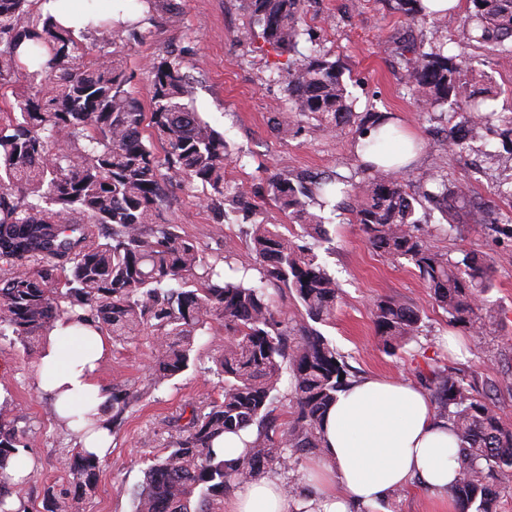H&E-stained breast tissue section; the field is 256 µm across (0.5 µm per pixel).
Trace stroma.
I'll list each match as a JSON object with an SVG mask.
<instances>
[{
	"instance_id": "1",
	"label": "stroma",
	"mask_w": 512,
	"mask_h": 512,
	"mask_svg": "<svg viewBox=\"0 0 512 512\" xmlns=\"http://www.w3.org/2000/svg\"><path fill=\"white\" fill-rule=\"evenodd\" d=\"M177 2L179 19L174 22L166 0H124L126 26L135 37L114 45L113 51L131 76L132 97L145 107L152 97V64L171 55L179 59L196 83L194 110L223 134L234 155L225 178L247 193H258L259 219L288 221L268 194L271 176L334 174L355 183L363 180L355 125H346L339 136L293 125L285 131L273 127L272 114L285 106L288 92L275 67L277 57L263 39H241L251 26L242 0ZM299 25L303 35L298 55L318 49L343 65L354 115L389 116L400 131L416 136L421 159L410 169V193L420 194L415 177L428 171L449 187L469 188L468 201L454 202L449 216L432 213L427 244L453 262L470 252L485 258L490 284L485 299L493 321L485 335L450 324L418 269L391 261L373 248L353 215L340 209L324 211L327 236L311 243L340 288L336 314L321 325V333L359 377L408 379L422 386L435 370L464 377L512 427V223H483L477 210L485 203L503 213L512 211L497 195L499 188L512 185V139L503 134L504 121L512 115V65H503L498 51L471 40L458 24H449L448 48L463 55L470 73L490 87L489 109L494 114L464 148L453 149L446 140L449 130L461 125V114L444 107L423 114L414 106L395 66L405 29L386 0H305ZM200 195L197 189H173L165 218L201 245L243 250L238 225L215 227ZM380 299L408 305L422 316L417 336L393 354L385 353L377 341L372 306ZM452 335L459 339L455 351L448 348ZM194 347L195 365L158 389L149 386L151 337L114 346L100 361L96 376L102 385L123 381L139 389L142 397L112 434L95 492L74 502L71 512H132L130 492L170 442L171 420L217 398L221 382L212 373L209 337L195 336ZM39 359V353L0 339V400L16 404L27 428L29 455L40 462L39 473L15 489L27 512H43L45 486L66 481L57 459L62 448L76 444L54 416L49 396L37 388Z\"/></svg>"
}]
</instances>
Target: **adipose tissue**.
I'll use <instances>...</instances> for the list:
<instances>
[{"label": "adipose tissue", "mask_w": 512, "mask_h": 512, "mask_svg": "<svg viewBox=\"0 0 512 512\" xmlns=\"http://www.w3.org/2000/svg\"><path fill=\"white\" fill-rule=\"evenodd\" d=\"M109 349L92 327L57 325L42 351L38 386L54 400L60 422L80 428L77 415L109 398L93 363ZM460 440L438 418L425 389L369 377L338 393L324 418V443L311 481L287 492L270 473L241 487L224 512H373L396 489L447 494L454 483Z\"/></svg>", "instance_id": "1"}]
</instances>
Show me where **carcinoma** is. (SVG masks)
Here are the masks:
<instances>
[{"label": "carcinoma", "mask_w": 512, "mask_h": 512, "mask_svg": "<svg viewBox=\"0 0 512 512\" xmlns=\"http://www.w3.org/2000/svg\"><path fill=\"white\" fill-rule=\"evenodd\" d=\"M303 0H243L252 23L277 55L291 52L301 35ZM457 17L473 25L475 39L494 46L512 41V0H467ZM404 21L428 20L446 28L447 12L422 0H395ZM36 0H0V90L12 89L14 112L0 113V337L31 350L60 318L88 325L121 345L135 336L153 338L151 381L155 388L197 360L193 336L224 328L216 345L219 398L172 422L176 437L156 457L132 492L134 512H223L224 497L267 472L287 471L322 451L324 413L350 383L349 369L313 324L336 313L339 288L313 249L286 224L255 222L241 228L246 251L209 260L196 241L163 213L167 187H202L218 225L249 220L260 209L247 193L224 179L229 158L224 136L189 105L193 78L181 62L151 67L150 111L126 89L122 62L101 55L88 64L82 42L53 16L34 14ZM106 46L124 39L120 26L94 27ZM446 43L425 40L403 46L405 84L422 112L449 104L465 115L470 131L487 122L489 89L468 77ZM289 108L274 113L277 126L296 119L334 134L350 123L352 110L343 66L313 52L288 60ZM164 156H158L155 143ZM367 177L353 186L348 210L368 242L392 261L412 263L449 321L483 333L492 325L482 312L484 262L466 255L452 263L432 252L416 217L417 199L406 184L362 163ZM346 180L310 184L273 176L268 191L303 236L326 235L324 206L346 192ZM227 268H222L219 263ZM257 272L236 278L225 273ZM293 301L294 316L275 305L268 288ZM379 344L393 353L417 335L420 315L391 300L373 311ZM291 377L293 411L279 421L283 373ZM439 417L461 439L459 472L451 488L459 512H496L512 485V428L505 426L474 384L442 371L430 377ZM141 393L125 383L111 387L110 430L120 427ZM12 403H0V512H24L14 499L9 473L27 451L26 431ZM254 426L250 450L226 460L215 443L226 433ZM62 484L45 488L44 512H68L72 501L96 487L100 459L78 446L61 460Z\"/></svg>", "instance_id": "cac0c4a2"}]
</instances>
